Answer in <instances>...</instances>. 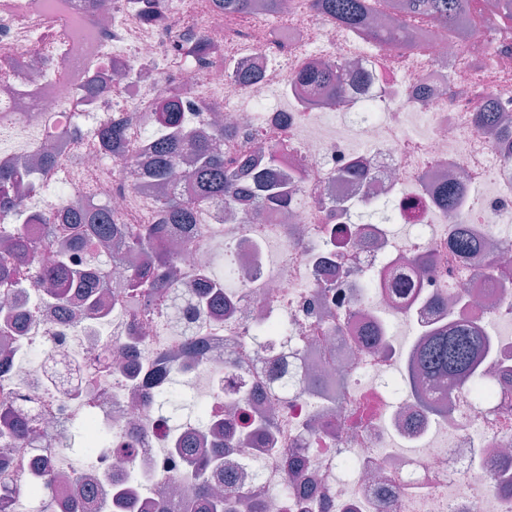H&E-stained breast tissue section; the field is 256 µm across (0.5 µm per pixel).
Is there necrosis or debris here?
I'll return each instance as SVG.
<instances>
[{"mask_svg":"<svg viewBox=\"0 0 512 512\" xmlns=\"http://www.w3.org/2000/svg\"><path fill=\"white\" fill-rule=\"evenodd\" d=\"M0 0V161L50 148L48 120L77 132L71 171L57 156L51 188L18 197L16 213L104 205L134 223L153 211V146L164 136L146 115L178 94L185 126L217 152L238 147L257 168L280 147L288 202L252 215L205 208L193 234H172L188 278L142 316L112 300L61 317L41 290L19 286L0 302L38 311L18 332L0 322V396L33 395L54 444L50 467L67 475L59 512H158L169 489L187 488L171 461L181 439L200 454L224 452L226 496L254 498L263 512H512V164L482 130L480 88L512 117V28L431 35L414 51L364 38L319 19L302 0L275 17L230 12L213 0H162L164 25L147 0H69L71 10L29 12ZM90 16L91 43L78 47L71 19ZM287 41L267 37L269 25ZM196 32L221 54L204 66L174 41ZM342 71V93L302 107L291 78L305 62ZM259 73L227 75L225 63ZM96 75L103 95L78 81ZM133 115L123 152L100 145L103 125ZM223 125L226 139L212 136ZM462 181L459 206L439 201L448 173ZM385 205L387 221L359 222ZM478 249L457 254L455 224ZM222 236L243 277L225 284L227 310L188 320L183 310L213 277ZM413 280L406 298L389 287ZM464 322L495 342L479 384L444 378L401 390L409 355L431 328ZM183 394L210 401L205 417L175 423L151 397L172 374ZM94 408L112 430V451L73 468L61 449L72 419ZM274 415L272 443L252 438ZM34 450L0 443V481L24 475L40 486Z\"/></svg>","mask_w":512,"mask_h":512,"instance_id":"obj_1","label":"necrosis or debris"}]
</instances>
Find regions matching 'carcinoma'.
I'll list each match as a JSON object with an SVG mask.
<instances>
[{"mask_svg": "<svg viewBox=\"0 0 512 512\" xmlns=\"http://www.w3.org/2000/svg\"><path fill=\"white\" fill-rule=\"evenodd\" d=\"M224 8L236 12H249L255 8L273 16L280 11V0H220ZM378 0H308L309 8L327 21L337 23L375 40L392 39L406 49L416 48L413 32L439 28L451 32L470 27L477 30L485 27L512 25V12L495 18L479 19L468 6V0H410L411 12L417 14L421 24L398 29L376 28L370 25V16L376 12ZM180 49L199 62H208L211 52L206 43L194 34H185L180 39ZM338 76L334 69L303 65L299 67L294 86L320 88L336 85ZM148 118L164 127L168 134L156 144L157 170L159 181L167 179L169 172L181 159L184 151L191 148L197 163L190 173L189 189L185 192L174 187L158 199L155 210L157 220L149 224H126L121 216L104 209L78 208L61 217L52 213L29 216L27 223L41 224L47 228V236L34 239L26 236L15 225L0 224V289L13 288L21 282L32 286L45 287L60 304H65L73 296L80 300L81 307L88 311L97 304L98 295L112 291L116 297L135 299L149 310L154 295L175 285L182 276L176 257L165 247L169 226L189 233L193 226V211L202 206L228 203L250 202L254 210L282 205L288 198L284 191L287 176L279 170L277 150L268 148L267 166L252 174V185L256 192L244 190L240 182V172L234 158L214 153L205 141L193 140V134L182 124V105L174 98L158 97L152 104ZM126 120L112 121L101 130L105 147L120 152L127 140ZM33 190L34 185L24 183L22 169L0 163V209L11 204L22 190ZM460 186L450 181L443 186L441 204L453 208L459 197ZM67 234L72 247L84 254L85 264L64 255L57 264L48 270L23 269L30 254L50 243L53 234ZM124 242L127 254L137 260L127 277L121 282H112L105 275L91 276L85 265L98 264L99 256L109 249L112 239ZM454 247L467 253L477 247L476 239L467 227L459 225L454 235ZM224 307V278L207 285V291L197 300L199 311ZM491 338L480 336L471 327L462 323H452L448 328H438L423 336L410 358V374H423L427 377L475 378L480 373V360L489 352ZM0 416L10 419L5 430L0 431V439H25L35 450H42L44 444L38 435L40 415L24 412L16 401L0 397ZM82 452L92 458L99 457L103 448L112 442V432L100 428L95 415H88L77 431ZM175 458L185 465L191 482V494L184 498L162 501L160 512H231L232 508H245L248 512H262L260 502L249 499L231 506L224 504V495L214 491L213 483L218 478L217 456L200 459L188 447L175 450ZM38 468L44 471L42 490L45 494L48 512L56 505L50 491L56 485V475L50 471L46 458L36 459Z\"/></svg>", "mask_w": 512, "mask_h": 512, "instance_id": "cac0c4a2", "label": "carcinoma"}]
</instances>
